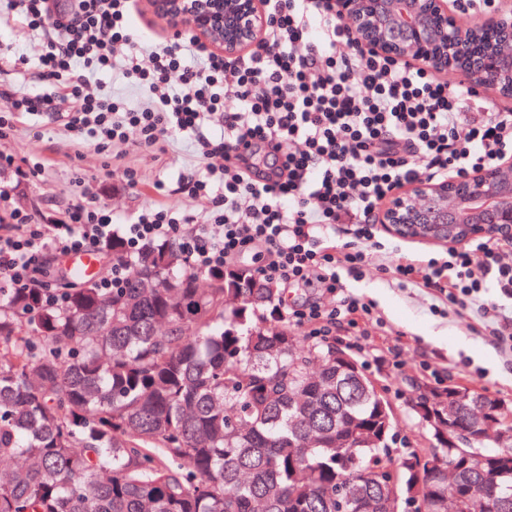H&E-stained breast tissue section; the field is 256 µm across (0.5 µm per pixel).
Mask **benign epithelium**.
Returning a JSON list of instances; mask_svg holds the SVG:
<instances>
[{"mask_svg":"<svg viewBox=\"0 0 512 512\" xmlns=\"http://www.w3.org/2000/svg\"><path fill=\"white\" fill-rule=\"evenodd\" d=\"M171 28L190 29L209 50L238 57L264 39L265 0H147ZM477 23L458 18V0H336L361 47L396 59H422L436 71L459 74L471 83L512 98L499 82L512 78V0ZM509 37L484 52L478 65L465 63L463 49L486 31ZM385 230L400 238H424L450 248L487 237L512 240V156L475 169L464 178L424 179L400 188L379 214ZM498 429L495 444L512 443V431L498 428L490 413L451 442L461 456Z\"/></svg>","mask_w":512,"mask_h":512,"instance_id":"7a95c632","label":"benign epithelium"}]
</instances>
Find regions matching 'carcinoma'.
<instances>
[{"label":"carcinoma","mask_w":512,"mask_h":512,"mask_svg":"<svg viewBox=\"0 0 512 512\" xmlns=\"http://www.w3.org/2000/svg\"><path fill=\"white\" fill-rule=\"evenodd\" d=\"M248 266L150 247L123 288L65 275L0 290V512H448V474L512 512V467L459 471L448 427L395 453L394 412L352 354L302 350ZM485 409L476 392L455 430Z\"/></svg>","instance_id":"obj_1"}]
</instances>
